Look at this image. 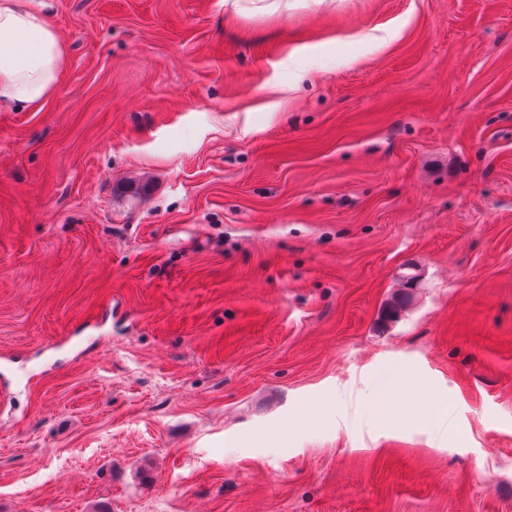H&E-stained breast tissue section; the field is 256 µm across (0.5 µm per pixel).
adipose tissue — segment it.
I'll use <instances>...</instances> for the list:
<instances>
[{"mask_svg": "<svg viewBox=\"0 0 512 512\" xmlns=\"http://www.w3.org/2000/svg\"><path fill=\"white\" fill-rule=\"evenodd\" d=\"M45 0H0V109L28 112L56 90L66 51Z\"/></svg>", "mask_w": 512, "mask_h": 512, "instance_id": "ef3b65f1", "label": "adipose tissue"}]
</instances>
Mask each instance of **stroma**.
Returning a JSON list of instances; mask_svg holds the SVG:
<instances>
[{"label":"stroma","mask_w":512,"mask_h":512,"mask_svg":"<svg viewBox=\"0 0 512 512\" xmlns=\"http://www.w3.org/2000/svg\"><path fill=\"white\" fill-rule=\"evenodd\" d=\"M48 22L56 92L0 111V512H512V0Z\"/></svg>","instance_id":"35a3bbf8"}]
</instances>
